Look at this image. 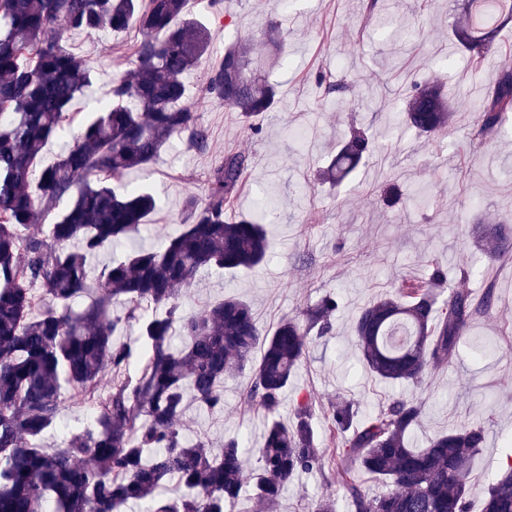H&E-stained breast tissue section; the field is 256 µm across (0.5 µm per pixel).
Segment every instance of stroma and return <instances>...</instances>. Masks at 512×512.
<instances>
[{"instance_id": "stroma-1", "label": "stroma", "mask_w": 512, "mask_h": 512, "mask_svg": "<svg viewBox=\"0 0 512 512\" xmlns=\"http://www.w3.org/2000/svg\"><path fill=\"white\" fill-rule=\"evenodd\" d=\"M381 3V10L369 16L363 0H221L216 6L189 0L188 12L207 25L212 40L210 54L185 77L190 91L205 83L225 45L242 40L276 85L280 102L262 120L258 136L238 112L218 102L202 104L207 151L176 139L149 175L129 174L130 182L153 185L162 203L147 227L112 255L120 258L160 236L176 235L183 197L205 196L208 173L225 152L245 153L248 175L233 213L266 223L272 255L249 271L201 272L182 288L180 303L197 312L237 295L250 303L259 327L268 332L282 318L336 293L341 307L333 331L312 342L295 386L314 393L321 408L336 397L351 398L364 415L395 390L358 362L352 322L360 309L392 291L401 277L427 275L436 257L448 266L449 288L478 295L486 283H494L491 312L472 325L457 356L431 373L414 431L420 444L463 423L485 427L486 443L471 466L470 508L481 512L482 493L512 439V261L483 267L474 236L478 223L493 224L512 213V117L485 140H470L469 132L480 122L478 103L498 70L512 65V24L498 33L474 73L465 53L448 41L463 0ZM272 20L286 36L279 53L262 36ZM138 38L133 27L70 35V49L96 70L74 111L88 115L106 97L113 75L127 69ZM320 71L345 81L338 99L321 97L314 82ZM418 76L442 82L452 92L454 121L429 138L417 136L400 117L404 93ZM354 128L369 130L374 151L341 188H331L317 173ZM390 186L399 193L393 203L385 200ZM249 382L246 372L225 379L223 414L190 408L186 436L216 448L225 438L239 436L260 447L264 415L245 398ZM324 493L334 494L338 512H349L328 471L296 474L281 495L280 512H309L311 502Z\"/></svg>"}]
</instances>
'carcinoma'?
<instances>
[{
    "label": "carcinoma",
    "instance_id": "obj_1",
    "mask_svg": "<svg viewBox=\"0 0 512 512\" xmlns=\"http://www.w3.org/2000/svg\"><path fill=\"white\" fill-rule=\"evenodd\" d=\"M187 0H0V512H226L246 483L255 507L277 512L281 492L299 472L331 470L351 512H470V469L486 430L463 424L416 447L410 433L423 410L414 397L389 399L358 418L351 399L325 409L294 396L292 421L276 419L310 340L333 330L338 296L327 294L270 333L236 296L185 312L180 289L203 270H249L267 260L263 225L228 218L245 182L246 155L228 151L208 174V194L185 196L182 230L118 262L93 260L128 239L157 210L149 191L125 183L149 168L175 138L198 151L208 131L184 76L210 51L209 31L186 11ZM512 23V0H468L454 39L473 66L498 28ZM134 27L140 34L130 68L111 81L97 115L68 150L34 175L45 146L69 131L70 108L92 84L93 70L67 46L74 31ZM249 46L224 47L198 100L217 101L247 119L272 111L276 87L250 67ZM403 119L430 137L453 112L441 85L411 82ZM512 112V68L501 70L482 100L472 134L498 132ZM373 151L371 137L352 131L323 170L340 183ZM66 209L42 223L61 200ZM482 251H512V216L485 224ZM424 279H402L361 308L354 323L365 369L390 386L422 388L428 372L457 354L464 332L492 307L494 284L477 297L463 290L441 299L447 269L431 262ZM137 328L140 348L120 340ZM261 351L254 361L255 351ZM250 370L247 398L266 416L256 463L244 441L218 452L190 442L183 420L190 402L224 412V377ZM70 403L90 411L84 426L62 431L49 448L43 436L59 425L63 386ZM483 496L482 512H512V447ZM381 479L369 496L360 474Z\"/></svg>",
    "mask_w": 512,
    "mask_h": 512
}]
</instances>
